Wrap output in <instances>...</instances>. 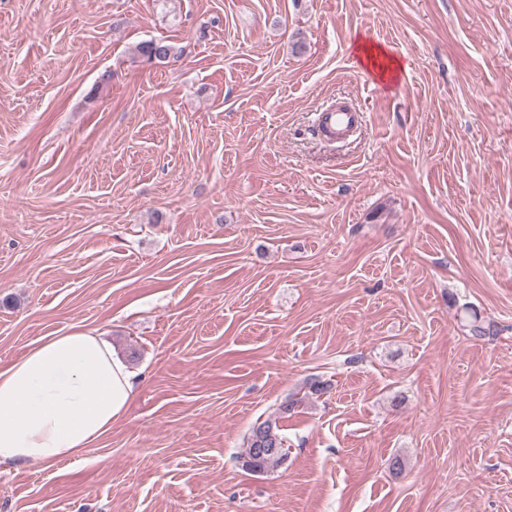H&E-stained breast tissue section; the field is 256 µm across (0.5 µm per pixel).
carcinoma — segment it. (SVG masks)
<instances>
[{
    "label": "carcinoma",
    "instance_id": "carcinoma-1",
    "mask_svg": "<svg viewBox=\"0 0 512 512\" xmlns=\"http://www.w3.org/2000/svg\"><path fill=\"white\" fill-rule=\"evenodd\" d=\"M136 51L149 63L168 62L180 58L184 53L183 49L162 39L142 42ZM467 328L475 338L492 337L499 332L495 321L485 320L476 315L468 322ZM329 389L330 383L314 379L308 383L307 391L302 396L288 397L280 404L274 415L257 421L246 438V448L241 455L242 467L252 473L264 474L283 466L288 460V449L285 448L280 420L294 413L306 400L314 396L319 397Z\"/></svg>",
    "mask_w": 512,
    "mask_h": 512
}]
</instances>
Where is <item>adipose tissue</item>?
<instances>
[{
    "label": "adipose tissue",
    "mask_w": 512,
    "mask_h": 512,
    "mask_svg": "<svg viewBox=\"0 0 512 512\" xmlns=\"http://www.w3.org/2000/svg\"><path fill=\"white\" fill-rule=\"evenodd\" d=\"M140 386L96 329L41 338L0 368V464L80 456L128 417Z\"/></svg>",
    "instance_id": "ef3b65f1"
}]
</instances>
